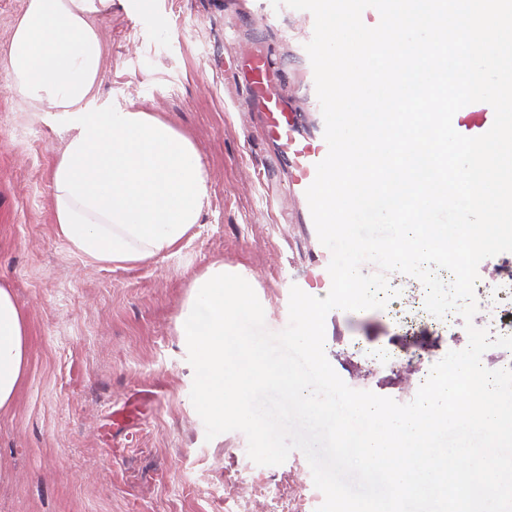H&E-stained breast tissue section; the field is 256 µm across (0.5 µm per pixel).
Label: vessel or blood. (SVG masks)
<instances>
[{
    "label": "vessel or blood",
    "instance_id": "1",
    "mask_svg": "<svg viewBox=\"0 0 512 512\" xmlns=\"http://www.w3.org/2000/svg\"><path fill=\"white\" fill-rule=\"evenodd\" d=\"M266 71L255 67L251 81L252 101L266 117V135L276 146V164L288 169V192L297 201L305 200L306 190L316 176V166L328 153L324 120L306 122L303 113L289 109L266 84ZM494 111L484 102L471 103L456 112L453 126L469 137L486 133L493 125Z\"/></svg>",
    "mask_w": 512,
    "mask_h": 512
}]
</instances>
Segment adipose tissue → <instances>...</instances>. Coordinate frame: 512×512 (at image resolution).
<instances>
[{
    "instance_id": "adipose-tissue-1",
    "label": "adipose tissue",
    "mask_w": 512,
    "mask_h": 512,
    "mask_svg": "<svg viewBox=\"0 0 512 512\" xmlns=\"http://www.w3.org/2000/svg\"><path fill=\"white\" fill-rule=\"evenodd\" d=\"M113 0H27L5 54L18 93L49 102L50 124L67 134L52 170L56 232L102 267L150 263L173 254L208 196L192 139L144 111H100L104 48L96 18ZM28 367L27 321L0 284V411L9 410Z\"/></svg>"
}]
</instances>
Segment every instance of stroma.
Masks as SVG:
<instances>
[{"label": "stroma", "mask_w": 512, "mask_h": 512, "mask_svg": "<svg viewBox=\"0 0 512 512\" xmlns=\"http://www.w3.org/2000/svg\"><path fill=\"white\" fill-rule=\"evenodd\" d=\"M104 43L97 96L111 107L157 112L187 132L206 167L208 197L175 255L104 269L69 251L55 232L51 172L63 148L45 107L25 102L0 61V282L27 315L29 368L13 407L0 412V512H224L210 489L235 494L248 475V512H265L269 476L290 494L288 512H317L323 494L301 451L255 464L246 436L206 440L190 398L194 370L176 319L192 279L214 260L244 267L269 331L289 322L288 282L320 246L298 221L286 170L271 165L260 113L238 65L252 54L282 77L297 111L320 109L305 50L314 21L271 0H156L154 16L119 0L98 19ZM475 286L474 326L512 336V252L490 257ZM384 308L331 311L325 354L352 389L401 404L448 351L469 338L457 313L438 318L416 277L388 273Z\"/></svg>", "instance_id": "obj_1"}]
</instances>
